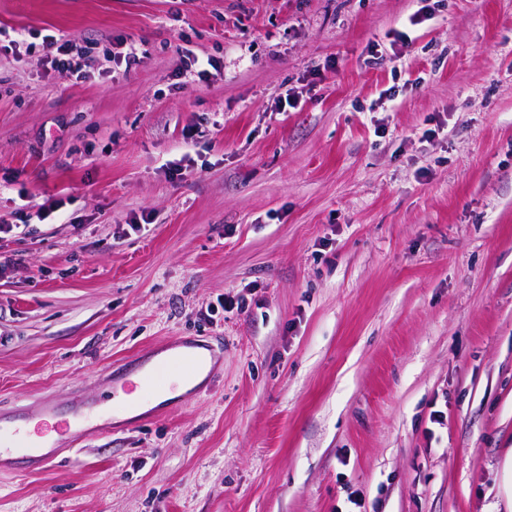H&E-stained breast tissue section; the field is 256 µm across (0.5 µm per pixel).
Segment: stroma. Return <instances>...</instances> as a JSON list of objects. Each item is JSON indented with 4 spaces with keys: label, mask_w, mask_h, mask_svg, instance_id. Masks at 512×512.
I'll return each mask as SVG.
<instances>
[{
    "label": "stroma",
    "mask_w": 512,
    "mask_h": 512,
    "mask_svg": "<svg viewBox=\"0 0 512 512\" xmlns=\"http://www.w3.org/2000/svg\"><path fill=\"white\" fill-rule=\"evenodd\" d=\"M0 30V415L64 448L44 400L224 347L173 410L0 470V512H512V0H0ZM43 47L48 50L50 62L60 76H75L76 79L89 76L90 70L87 68H93L91 61L88 58H83L84 53L82 52L73 55L74 47L70 40L60 43L53 36H46L43 39ZM151 350L148 349L144 353H139L134 355L132 358L127 359L121 367L128 374L134 370H140L141 380L143 387L146 389V395H151L159 385V376L154 372L152 368H147L141 362V359L144 358ZM144 366V367H143Z\"/></svg>",
    "instance_id": "stroma-1"
}]
</instances>
